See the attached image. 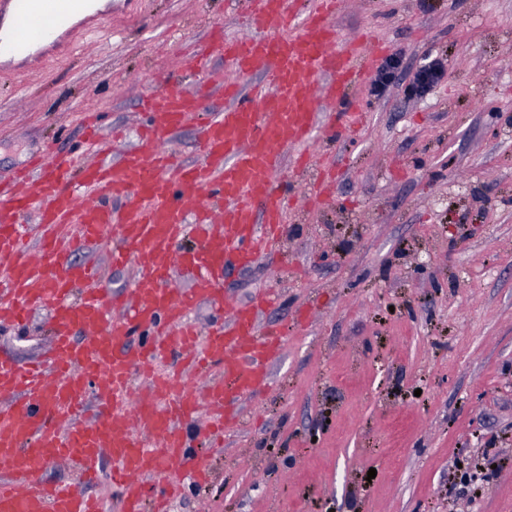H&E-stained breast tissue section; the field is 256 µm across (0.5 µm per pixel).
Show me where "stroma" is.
Returning <instances> with one entry per match:
<instances>
[{"mask_svg": "<svg viewBox=\"0 0 512 512\" xmlns=\"http://www.w3.org/2000/svg\"><path fill=\"white\" fill-rule=\"evenodd\" d=\"M338 2L342 41L371 33L404 74L381 96L352 83L350 137L318 136L308 170L284 150L278 255L223 283L231 304L273 290L258 326L284 339L219 447L199 406L187 430L211 479L185 480L170 512H512V0ZM217 28L245 33L226 0H134L94 53L0 69V176L71 154L90 104L137 145L142 91ZM435 57L443 79L406 97ZM327 168L334 192L308 206ZM48 344L46 312L0 327L17 364ZM463 469L484 481L461 486Z\"/></svg>", "mask_w": 512, "mask_h": 512, "instance_id": "1", "label": "stroma"}]
</instances>
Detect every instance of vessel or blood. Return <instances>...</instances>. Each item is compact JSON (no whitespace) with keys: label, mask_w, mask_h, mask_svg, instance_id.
Masks as SVG:
<instances>
[{"label":"vessel or blood","mask_w":512,"mask_h":512,"mask_svg":"<svg viewBox=\"0 0 512 512\" xmlns=\"http://www.w3.org/2000/svg\"><path fill=\"white\" fill-rule=\"evenodd\" d=\"M292 0H248L250 37L216 36L193 50L197 73L220 57L237 75L217 85L181 88L170 73L141 96L148 119L140 145L122 149L120 132L105 134L101 115L88 110L83 148L99 159L75 168L73 157L36 153L14 171L12 189H0V324L46 310L51 344L46 356L22 367L0 358V512H103L87 492L104 456L122 490L121 512H166L182 491L181 475L206 481L209 470L190 451L183 422L198 407V390L185 380L188 367L219 371L223 384L208 393L215 413L211 435L223 434L229 403L255 393L277 353L281 329L258 332L266 303L259 296L235 309L207 336H199L188 311L223 295L224 269L271 253L282 235L288 191L279 180L282 148L309 146L325 102L370 71L385 52L369 34L340 44L330 18L336 0H319L301 14ZM89 0H0V58L26 66L71 50L93 22ZM262 76L246 91L239 79ZM221 93L224 104L211 103ZM205 115L198 130L200 158L180 160L169 135ZM41 229L36 254L23 247L29 216ZM197 247L181 246L186 234ZM117 236L116 264H133L131 288L112 294L96 271L73 257ZM190 279L184 292L173 274ZM151 332L132 348L136 330ZM171 360L162 370L158 361ZM145 377L148 396L134 395V374ZM96 394V419L71 418ZM79 466L83 483L48 482L35 473L47 460ZM162 477L147 491L146 476Z\"/></svg>","instance_id":"obj_1"}]
</instances>
